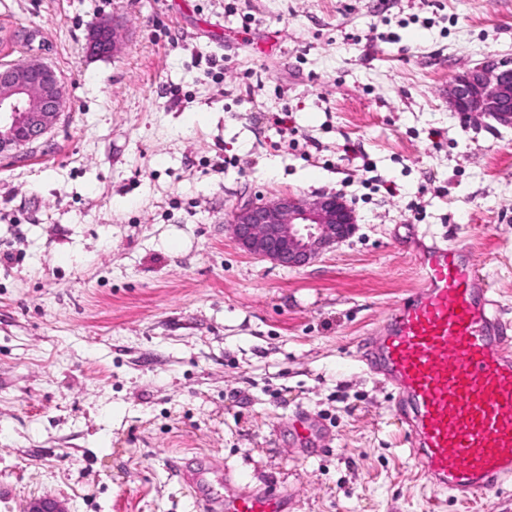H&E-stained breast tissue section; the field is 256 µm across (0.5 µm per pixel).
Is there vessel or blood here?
Returning <instances> with one entry per match:
<instances>
[{"label": "vessel or blood", "mask_w": 512, "mask_h": 512, "mask_svg": "<svg viewBox=\"0 0 512 512\" xmlns=\"http://www.w3.org/2000/svg\"><path fill=\"white\" fill-rule=\"evenodd\" d=\"M418 280L356 358L403 402L412 456L428 483L467 502L512 476V325L467 248L420 253ZM179 470L204 512H288L287 492L245 486L242 474L207 457Z\"/></svg>", "instance_id": "obj_1"}]
</instances>
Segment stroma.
Here are the masks:
<instances>
[{
  "label": "stroma",
  "instance_id": "1",
  "mask_svg": "<svg viewBox=\"0 0 512 512\" xmlns=\"http://www.w3.org/2000/svg\"><path fill=\"white\" fill-rule=\"evenodd\" d=\"M106 19L124 45L91 56ZM0 27V65L41 47L65 97L0 157V512H201L199 454L290 512H512V479L431 488L355 358L418 285L412 228L471 246L512 321V126L445 95L512 57V0H0ZM333 192L358 229L309 265L228 231L242 199Z\"/></svg>",
  "mask_w": 512,
  "mask_h": 512
}]
</instances>
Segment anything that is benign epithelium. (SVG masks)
I'll return each instance as SVG.
<instances>
[{"mask_svg": "<svg viewBox=\"0 0 512 512\" xmlns=\"http://www.w3.org/2000/svg\"><path fill=\"white\" fill-rule=\"evenodd\" d=\"M119 26L97 24L88 35L98 56L118 52ZM448 108L459 115L489 116L512 126V60L483 63L455 76L446 90ZM64 102L56 72L39 55L0 70V154L18 150L42 137L56 122ZM357 217L344 196L322 193L310 199L283 194L250 198L230 218L234 240L246 253L273 264L297 268L334 250L355 231ZM24 512H66L50 497L30 499Z\"/></svg>", "mask_w": 512, "mask_h": 512, "instance_id": "obj_1", "label": "benign epithelium"}]
</instances>
